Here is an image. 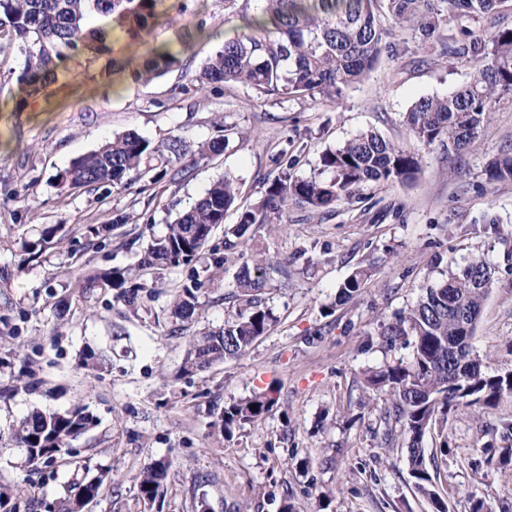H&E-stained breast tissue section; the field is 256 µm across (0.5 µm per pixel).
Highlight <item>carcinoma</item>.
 <instances>
[{
    "label": "carcinoma",
    "instance_id": "carcinoma-1",
    "mask_svg": "<svg viewBox=\"0 0 512 512\" xmlns=\"http://www.w3.org/2000/svg\"><path fill=\"white\" fill-rule=\"evenodd\" d=\"M162 0H0V51L16 40L30 44L22 72L16 76L18 104L36 100L55 82L56 70L66 61L91 62L109 53L103 31L88 27L97 14L115 24L134 45L144 42L154 29ZM251 0H224V8L242 11L243 31L224 40L222 50L195 77L199 89L216 83L242 84L258 95L320 97L334 101L344 90L365 79L375 68L383 44L410 33L427 42L441 26L454 24L446 51L478 61V71L466 85L445 97H421L405 113V123L421 146H448L456 153L472 147L485 112L501 97H512V26L499 25L494 15L499 0H260L261 11L247 13ZM385 13L389 26L380 21ZM490 19L491 30L475 33L468 22ZM180 51L159 48L130 69L135 82L149 81L180 62ZM169 164L183 154L174 138L165 148L149 149L135 133L117 136L97 150L74 161L56 175L69 189L96 190L103 186L127 189L130 172L140 168L148 152ZM328 181L286 175L272 182L261 204L245 209L238 223L224 229V248L242 243L251 226L271 224L293 203L326 208L349 198L366 183H409L420 171L418 153L385 140L376 133H362L344 145L319 156ZM491 181L512 179V152L491 161ZM239 188L226 175L214 182L194 204L154 240L141 255L137 268L162 269L189 265L208 242L216 225L235 206ZM273 263L256 254L245 260L236 275L235 296L242 305L224 320V327L203 333L191 342L183 360L186 373L205 371L227 359L238 358L272 328L270 309L256 301L269 280ZM494 268L477 257L449 274L448 280L426 289L425 295L384 331L390 342L409 337L411 357L364 373L365 388L387 397L395 423L406 444L409 476L415 490L441 509L435 490L438 471L423 448L424 437L437 423H446L453 406L493 408L506 396L504 372L482 369V360L468 351L456 357L452 349L461 336H473L484 299L493 282ZM368 277L364 269L350 275L338 290V301L347 302L361 292ZM120 271L106 270L84 280L83 290L101 284L116 290L115 298L135 308L144 284L128 283ZM175 315L183 323L199 316L197 288L185 287L176 295ZM274 391H263L235 401L220 413L218 430L230 438L235 430L255 425L277 406ZM92 424L85 409L33 410L13 427L23 464L33 470L54 465L69 443ZM171 465L158 460L138 476L140 500L153 503L170 479ZM107 472L75 478L68 497L56 501L58 512H82L94 500ZM44 501L24 503L8 490L0 491V512H34Z\"/></svg>",
    "mask_w": 512,
    "mask_h": 512
}]
</instances>
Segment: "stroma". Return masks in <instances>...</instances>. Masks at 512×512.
<instances>
[{"label": "stroma", "mask_w": 512, "mask_h": 512, "mask_svg": "<svg viewBox=\"0 0 512 512\" xmlns=\"http://www.w3.org/2000/svg\"><path fill=\"white\" fill-rule=\"evenodd\" d=\"M142 50L192 47L179 65L150 82L112 72L132 53L113 30L109 56L58 73L25 108H17L16 74L26 44L0 55V485L19 499L62 497L77 471L118 468L83 512H141L137 476L171 462L166 493L152 512H195L197 480L210 476L208 512H432L413 488L406 453L381 442L388 403L366 390L363 373L408 360L404 340L386 344L384 328L413 307L427 287L472 258L495 268L471 348L489 371L512 370V181H489L487 163L512 151V99L493 104L472 148L449 154L419 150L422 171L408 184H367L322 209L290 206L278 224L247 232L244 254L262 253L279 272L260 295L277 318L244 355L192 374L181 365L190 340L223 327L240 259L214 268L224 253L216 229L195 266L144 272L137 310L109 288L80 296L78 277L134 268L151 238L224 175L253 205L284 174L329 179L320 154L372 131L412 144L404 114L417 99L445 96L469 82L476 61L447 54L441 39H407L383 51L362 83L334 102L257 96L243 85L196 90L195 75L232 35L239 18L224 0H164ZM229 128L223 152L192 163L198 147ZM134 132L150 146L179 139V179L137 180L131 189L70 191L59 171L115 136ZM119 215L108 241L94 230ZM368 270L362 292L338 302L340 284ZM199 278V316L177 320L178 289ZM69 298L64 316L55 304ZM94 350L102 367L79 363ZM279 390L262 422L218 436L226 404ZM84 407L93 419L72 449L41 472L20 469L9 438L33 408ZM438 470L436 489L448 512H512V470L488 460L486 447L512 446V397L492 409H451L443 434L425 437ZM447 455H440V446Z\"/></svg>", "instance_id": "stroma-1"}]
</instances>
